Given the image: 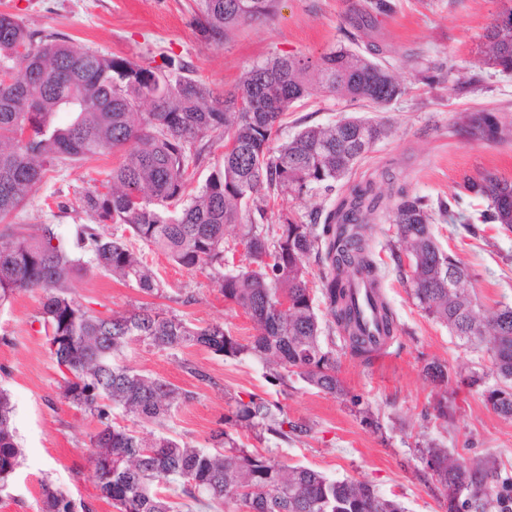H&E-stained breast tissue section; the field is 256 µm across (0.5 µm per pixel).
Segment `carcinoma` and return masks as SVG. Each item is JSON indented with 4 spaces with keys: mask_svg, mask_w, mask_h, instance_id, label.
I'll use <instances>...</instances> for the list:
<instances>
[{
    "mask_svg": "<svg viewBox=\"0 0 512 512\" xmlns=\"http://www.w3.org/2000/svg\"><path fill=\"white\" fill-rule=\"evenodd\" d=\"M193 21L221 42L241 27L274 14L279 0H194ZM394 10L393 0H362L348 18L347 40L358 43L365 22ZM484 62L512 74V5L502 8L484 34ZM26 61L23 71L12 62ZM180 60L144 66L96 51H76L57 32L30 30L15 14L0 12V222L22 207L46 172L95 154L126 149L123 162L105 173L101 187L82 193V208L99 224H123L177 265L210 272L224 301L247 314L256 330L240 343L222 323L195 325L142 303L102 317L73 297L75 271L92 267L133 284L147 296L162 293L163 281L139 253L93 224L76 228L75 253L50 224L25 233L0 232V304L15 294L41 290V318L66 402L97 418L90 436L91 479L100 497L119 512H404L367 483L331 480L303 466H285L239 445L233 432L245 429L259 441L288 440L310 428L288 420L268 400L238 398L232 415L212 431L210 447L182 443L167 423L192 392L143 373L120 359L133 338L158 350L203 347L216 355L250 354L266 368V379L284 386L296 376L310 387L341 391L333 350L322 345V322L308 286L310 255L321 263V295L328 329L337 331L350 353L364 361L372 350L357 335L348 295V269L356 267L377 286L380 268L370 245V216L383 195L373 183L348 187L330 208L319 206L308 222L265 219L263 203L285 194L326 197L388 133L378 116L352 115L330 125H309L292 139L271 146L285 112L305 98L333 93L352 105L385 107L405 87L368 48L345 44L311 56L275 57L253 66L224 97L190 75ZM148 101L152 110L139 111ZM245 103L238 108L235 103ZM467 133L488 139L496 126L471 119ZM224 142L222 162L195 193L190 168L214 140ZM463 192L432 203L397 191L389 250L401 279L430 316L462 340H478L491 354L497 383L485 402L512 418V307L481 310L465 284L468 269L435 242L431 226L450 217L469 192L486 201L484 224L512 225V181L487 173L463 180ZM241 227L246 264L224 270V228ZM288 296V309L279 298ZM133 421L122 425L114 411ZM13 406L0 392V483L19 466ZM150 426L147 436L138 427ZM422 460L448 492V512H509L512 478L499 479L495 460L461 462L446 448L420 449ZM172 488L180 504L157 492ZM43 512H77L59 488L42 484Z\"/></svg>",
    "mask_w": 512,
    "mask_h": 512,
    "instance_id": "carcinoma-1",
    "label": "carcinoma"
}]
</instances>
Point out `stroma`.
<instances>
[{"mask_svg": "<svg viewBox=\"0 0 512 512\" xmlns=\"http://www.w3.org/2000/svg\"><path fill=\"white\" fill-rule=\"evenodd\" d=\"M357 0H280L275 13L216 42L192 23V0H0V11L23 18L34 30L67 35L74 48L140 64L172 57L188 64L214 96L233 89L253 65L276 56H319L343 41L346 16ZM392 14L376 19L360 45L377 49L404 95L381 112L390 131L357 165L351 180H373L381 191L402 185L410 194L445 198L464 176L485 172L512 180V76L480 64L482 36L504 0H393ZM452 65L482 71L483 91L461 94L450 83L427 84L417 73L427 66ZM355 106L332 94L298 103L283 117L276 142L306 125L331 124L353 115ZM498 128L491 139L466 138L462 126L479 113ZM124 150L95 155L75 166L47 173L15 224H50L65 240L87 218L79 194L94 187ZM370 244L384 277L382 291L396 323L384 361L366 363L351 355L342 339L323 338L337 360L342 392L324 393L299 378L274 386L262 362L251 355L217 356L201 347L159 351L129 341L125 362L146 374L192 391L191 402L174 411L172 435L196 446L234 400L255 394L279 403L290 420L305 423L300 439L266 441L276 460L305 466L331 479L373 485L405 512H448V501L416 450L432 441L465 458H495L501 475L512 477V419L497 415L483 393L495 377L485 344L461 343L447 326L428 316L400 279L388 243L395 229L385 210L371 219ZM101 231L125 239L165 283L158 304L198 325L223 323L240 342L254 334L251 320L225 302L208 273L191 272L131 236L119 224ZM437 243L470 270V290L479 304L512 306V226L483 224L469 233L459 217L432 226ZM76 299L107 315L144 303L132 284L90 269L73 280ZM41 291L25 292L0 306V388L14 408L20 465L0 488V512H42L39 489L49 482L93 512H115L101 499L90 477L87 446L95 418L71 407L59 387L60 375L40 317ZM445 366L444 382L426 376L430 363ZM206 380H199L198 372ZM452 401L448 418L438 417L440 400Z\"/></svg>", "mask_w": 512, "mask_h": 512, "instance_id": "stroma-1", "label": "stroma"}]
</instances>
